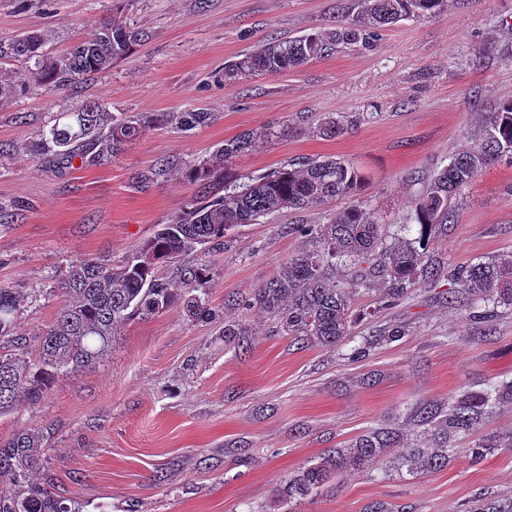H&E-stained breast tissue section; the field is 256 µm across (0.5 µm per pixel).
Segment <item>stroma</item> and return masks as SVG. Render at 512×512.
<instances>
[{
    "mask_svg": "<svg viewBox=\"0 0 512 512\" xmlns=\"http://www.w3.org/2000/svg\"><path fill=\"white\" fill-rule=\"evenodd\" d=\"M357 0H0V43L27 32L59 55L116 20L142 34L105 72L0 107V282L34 290L16 332L36 340L63 301L55 291L83 257L120 263L190 199L186 165L225 140L277 130L229 161L243 177L302 158L335 157L358 171L357 195L286 211L235 230L202 252L216 320L179 305L121 325L96 367L56 378L44 400L0 417V439L27 428L53 431L46 465L80 512H467L486 496L512 498V400L450 442L437 470L397 469L394 456L433 446L417 424L424 410L512 380V304L490 321L449 304L448 282L380 309L383 284L355 295L359 317L335 347L277 332L269 315L234 306L309 243L297 224H325L360 206L389 234L413 239V203L436 167L476 145L490 106L512 100V0H446L434 17L380 31L367 48H337L274 76L224 79L218 72L272 38H295L353 17ZM115 114L202 108L207 126L149 129L120 156L60 168L34 149L57 114L87 101ZM328 116L353 119L336 137L317 134ZM169 169L150 185L137 173ZM449 267L512 258V157L485 168L463 191L457 224L437 235ZM247 335L224 340L225 324ZM400 340L369 346L377 330ZM396 430L390 459L323 494L289 502L283 481L330 450L372 431ZM487 447L480 462L468 450Z\"/></svg>",
    "mask_w": 512,
    "mask_h": 512,
    "instance_id": "35a3bbf8",
    "label": "stroma"
}]
</instances>
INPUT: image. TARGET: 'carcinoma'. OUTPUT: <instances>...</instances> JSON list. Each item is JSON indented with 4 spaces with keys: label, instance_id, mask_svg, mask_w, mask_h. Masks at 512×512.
Here are the masks:
<instances>
[{
    "label": "carcinoma",
    "instance_id": "obj_1",
    "mask_svg": "<svg viewBox=\"0 0 512 512\" xmlns=\"http://www.w3.org/2000/svg\"><path fill=\"white\" fill-rule=\"evenodd\" d=\"M443 3L360 0L356 19L332 29L259 45L224 66V75L281 74L330 55L340 44L366 47L377 31L406 18L435 16ZM138 41L136 29L110 21L101 24L93 38L63 55L51 56L44 51L40 35L25 34L8 48L0 47V58H21L34 68L14 80H0V105L12 101L22 89L53 90L85 75L101 73ZM210 120L211 113L202 109L118 119L101 104L87 105L60 113V122L50 128L40 151L53 163L69 165L78 158L90 164L123 152L156 123L171 122L190 130ZM276 136L278 132L271 129L242 133L225 142L213 158L188 165L185 176L194 188L188 204L170 223L158 225L121 264L100 257L72 262L59 282L63 306L35 342L16 335L15 326L36 293L0 284V416L13 412L22 400H42L58 375L95 367L106 355L117 326L134 316L147 317L177 304L194 316H218L206 300L209 268L190 262L192 255L210 245L223 244L224 237L236 229L258 224L269 214L321 205L360 189L357 172L334 157L309 158L281 166L242 186L237 184L224 161ZM506 154H512L511 100L487 113L477 146L457 151L448 165L429 177L410 214V221L419 225L417 238L386 242L383 225L361 207L338 213L328 224H297L294 232L310 239L312 248L289 258L239 305L272 314L281 331L290 336L335 346L350 333L355 318L353 294L359 288L371 287L377 278L389 283L385 306L407 298L416 284L432 285L441 279L450 284L448 298L452 300L467 295L484 302H512V259L447 271L430 252L436 232L457 223L454 200L484 168ZM177 263L185 264L184 281L182 287L173 288L161 270ZM338 266L347 271L342 285L330 278V271ZM507 396L512 397V381L456 399L437 422L432 414L421 419L434 424V429L445 436L469 432L478 427L485 409ZM396 443L392 431L364 435L350 447L333 450L288 478L281 497L292 501L316 495L345 476L363 471ZM47 449L48 436L37 428L0 440V476L8 475L18 484L14 493L0 494V512H72L66 499L50 488L22 485L26 475L46 461ZM447 457L446 448H412L404 462L431 470L442 466ZM472 512H512V500L485 499Z\"/></svg>",
    "mask_w": 512,
    "mask_h": 512
}]
</instances>
